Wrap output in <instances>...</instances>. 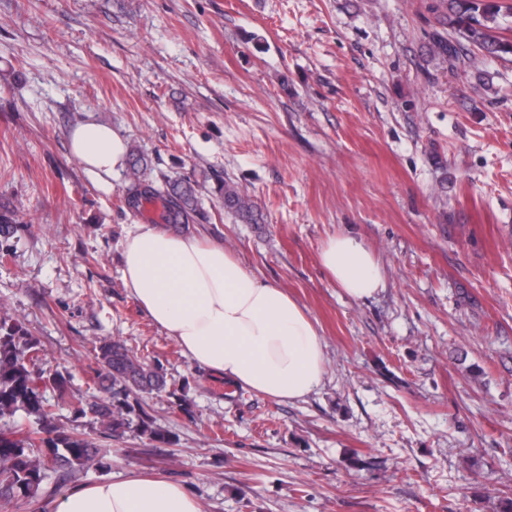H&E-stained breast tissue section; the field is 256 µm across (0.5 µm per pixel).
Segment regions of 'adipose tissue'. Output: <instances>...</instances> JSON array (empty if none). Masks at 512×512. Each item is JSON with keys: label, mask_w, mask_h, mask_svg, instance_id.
I'll return each mask as SVG.
<instances>
[{"label": "adipose tissue", "mask_w": 512, "mask_h": 512, "mask_svg": "<svg viewBox=\"0 0 512 512\" xmlns=\"http://www.w3.org/2000/svg\"><path fill=\"white\" fill-rule=\"evenodd\" d=\"M71 150L87 171L111 176L126 153L112 127L85 121ZM122 278L130 296L192 362L265 396L295 401L322 382L325 344L301 304L261 280L219 244L134 225L122 246ZM321 266L350 298L385 286L380 264L356 235L327 238ZM57 512H202L180 484L149 478L102 479L71 491Z\"/></svg>", "instance_id": "ef3b65f1"}]
</instances>
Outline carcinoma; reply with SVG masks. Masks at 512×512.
Returning <instances> with one entry per match:
<instances>
[{
	"mask_svg": "<svg viewBox=\"0 0 512 512\" xmlns=\"http://www.w3.org/2000/svg\"><path fill=\"white\" fill-rule=\"evenodd\" d=\"M441 29L431 35L430 53L455 68L463 59L461 41L480 48L488 56L512 60V39L497 34L499 19L512 12L506 0H437L433 6ZM455 37H448L447 30ZM224 209L245 222L258 220L250 196L230 181L220 189ZM122 201L133 214L145 204L158 203L159 223L180 231L194 223L198 209L196 185L185 178L146 173L143 161L132 158ZM21 226L14 211L0 203V245L9 242ZM100 368L89 387L102 393L91 399L74 394L70 373L48 365L41 341L23 324L0 318V505L33 499L53 479L74 477L86 467L104 468L108 458L95 438L68 430L55 419V408L68 407L78 418H87L99 434L120 439L135 432L152 442L167 443L169 436L155 426L141 398L167 391L165 373L145 363L118 341L103 340L97 347ZM52 391L54 400L45 396ZM169 392V391H167ZM176 396V391L169 392ZM21 416L23 427L8 421Z\"/></svg>",
	"mask_w": 512,
	"mask_h": 512,
	"instance_id": "obj_1",
	"label": "carcinoma"
}]
</instances>
